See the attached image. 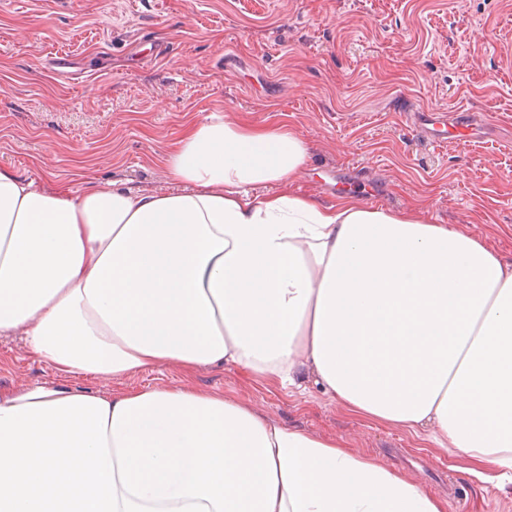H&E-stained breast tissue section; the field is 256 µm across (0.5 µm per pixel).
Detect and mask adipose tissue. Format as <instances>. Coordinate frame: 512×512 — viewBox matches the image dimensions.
<instances>
[{
    "mask_svg": "<svg viewBox=\"0 0 512 512\" xmlns=\"http://www.w3.org/2000/svg\"><path fill=\"white\" fill-rule=\"evenodd\" d=\"M307 156L274 115L185 124L164 158L181 192L0 168V335L59 375L0 389V512H448L250 403L128 386L162 365L285 390L306 371L350 413L512 483V262L444 224L294 192Z\"/></svg>",
    "mask_w": 512,
    "mask_h": 512,
    "instance_id": "1",
    "label": "adipose tissue"
}]
</instances>
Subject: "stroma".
<instances>
[{"label": "stroma", "instance_id": "35a3bbf8", "mask_svg": "<svg viewBox=\"0 0 512 512\" xmlns=\"http://www.w3.org/2000/svg\"><path fill=\"white\" fill-rule=\"evenodd\" d=\"M484 117L435 143L409 112ZM279 115L309 146L301 192L413 211L481 236L512 261V0H0V168L84 192H177L164 151L185 120ZM22 336H0V389L49 384ZM261 388L232 369L163 366L137 385L242 399L288 426L345 440L448 512H512V486L471 461L350 413L306 375Z\"/></svg>", "mask_w": 512, "mask_h": 512}]
</instances>
